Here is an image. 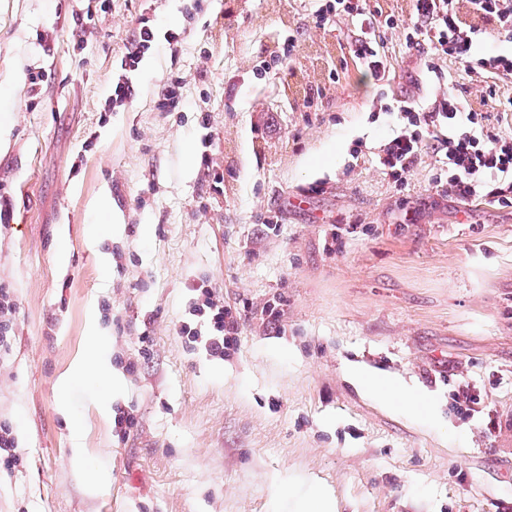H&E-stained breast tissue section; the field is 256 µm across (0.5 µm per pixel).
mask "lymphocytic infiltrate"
<instances>
[{
	"label": "lymphocytic infiltrate",
	"instance_id": "lymphocytic-infiltrate-1",
	"mask_svg": "<svg viewBox=\"0 0 512 512\" xmlns=\"http://www.w3.org/2000/svg\"><path fill=\"white\" fill-rule=\"evenodd\" d=\"M346 15L359 34L351 43L354 57L376 79L390 74L377 42L378 29L402 30L407 50L428 45L431 56L451 57L464 72L481 82L512 79V54H483L476 47L478 35L512 40V0H410V26L395 15H378L368 0H325L311 13L315 27L323 29L332 17ZM492 114L469 108L456 93L435 96L421 103L405 99L384 104L398 115V127L381 146L378 162L395 186H405L418 159L426 150L437 156L435 188L464 203L476 198L512 207V129L502 126L512 115V99ZM198 311L211 334L206 351L223 356L238 341L241 316L225 308L213 291H205Z\"/></svg>",
	"mask_w": 512,
	"mask_h": 512
}]
</instances>
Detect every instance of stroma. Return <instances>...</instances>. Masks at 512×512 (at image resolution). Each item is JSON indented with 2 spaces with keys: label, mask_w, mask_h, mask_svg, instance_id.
Here are the masks:
<instances>
[{
  "label": "stroma",
  "mask_w": 512,
  "mask_h": 512,
  "mask_svg": "<svg viewBox=\"0 0 512 512\" xmlns=\"http://www.w3.org/2000/svg\"><path fill=\"white\" fill-rule=\"evenodd\" d=\"M310 9L0 0V422L21 459L0 512H295L283 480L336 512H512V208L435 191L432 154L401 188L376 158L398 123L381 104L451 87L480 112L477 84L451 58L428 72L398 31L376 81L351 22L319 29ZM142 18L156 44L128 73ZM279 28L299 50L260 70ZM124 74L135 95L106 111ZM176 77L181 103L162 108ZM204 285L243 311L221 359L186 336ZM92 323L123 379L106 415L94 381L60 387ZM358 370L418 390L434 423L367 395ZM15 309L13 296L9 288L0 286V356L7 354L11 347L13 330L11 315ZM336 502L332 495L324 488L314 486L299 498V507L296 512H335Z\"/></svg>",
  "instance_id": "35a3bbf8"
}]
</instances>
